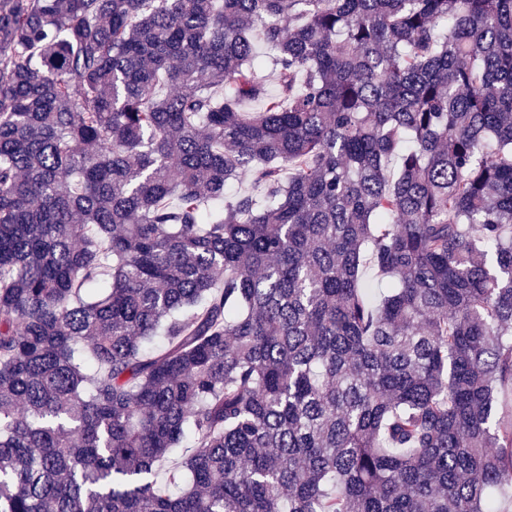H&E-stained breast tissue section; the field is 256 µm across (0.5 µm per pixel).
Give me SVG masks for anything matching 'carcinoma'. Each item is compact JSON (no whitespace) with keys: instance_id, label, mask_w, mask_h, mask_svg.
Wrapping results in <instances>:
<instances>
[{"instance_id":"carcinoma-1","label":"carcinoma","mask_w":512,"mask_h":512,"mask_svg":"<svg viewBox=\"0 0 512 512\" xmlns=\"http://www.w3.org/2000/svg\"><path fill=\"white\" fill-rule=\"evenodd\" d=\"M508 401L512 0H0V512H505Z\"/></svg>"}]
</instances>
